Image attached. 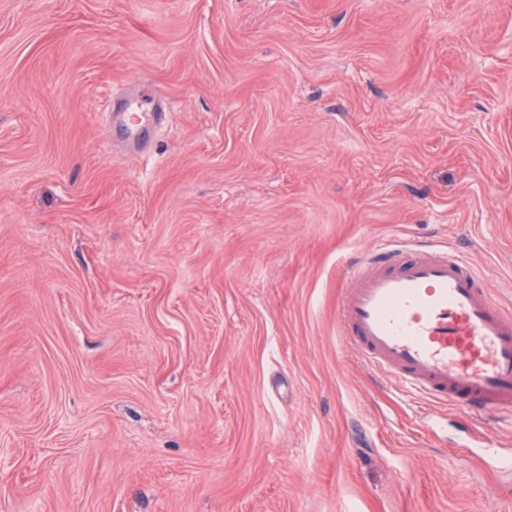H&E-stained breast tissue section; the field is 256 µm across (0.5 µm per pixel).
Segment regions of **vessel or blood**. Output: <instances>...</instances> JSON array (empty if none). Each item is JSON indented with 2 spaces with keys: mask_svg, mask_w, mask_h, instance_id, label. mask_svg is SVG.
<instances>
[{
  "mask_svg": "<svg viewBox=\"0 0 512 512\" xmlns=\"http://www.w3.org/2000/svg\"><path fill=\"white\" fill-rule=\"evenodd\" d=\"M348 345L404 387L474 414L512 412V311L447 249L352 268Z\"/></svg>",
  "mask_w": 512,
  "mask_h": 512,
  "instance_id": "obj_1",
  "label": "vessel or blood"
}]
</instances>
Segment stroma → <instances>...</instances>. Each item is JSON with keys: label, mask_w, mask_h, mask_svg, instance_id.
<instances>
[{"label": "stroma", "mask_w": 512, "mask_h": 512, "mask_svg": "<svg viewBox=\"0 0 512 512\" xmlns=\"http://www.w3.org/2000/svg\"><path fill=\"white\" fill-rule=\"evenodd\" d=\"M390 241L512 302V0H0V512H512L341 334Z\"/></svg>", "instance_id": "stroma-1"}]
</instances>
